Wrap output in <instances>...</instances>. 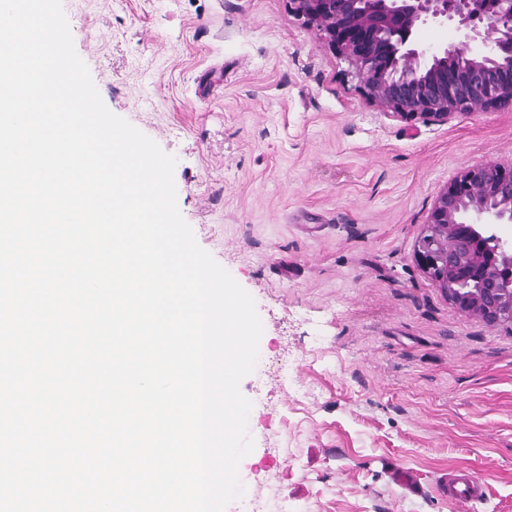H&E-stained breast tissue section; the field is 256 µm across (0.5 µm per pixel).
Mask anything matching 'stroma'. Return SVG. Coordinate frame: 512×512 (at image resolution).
<instances>
[{"mask_svg": "<svg viewBox=\"0 0 512 512\" xmlns=\"http://www.w3.org/2000/svg\"><path fill=\"white\" fill-rule=\"evenodd\" d=\"M106 107L176 158L198 245L253 297L254 448L226 512H512V329L452 308L418 243L512 109L407 123L288 0H62ZM483 487L484 484L471 473L461 470L455 475L452 484L445 483L442 486V491L456 500L460 511L468 512L473 507L474 502L482 499Z\"/></svg>", "mask_w": 512, "mask_h": 512, "instance_id": "1", "label": "stroma"}]
</instances>
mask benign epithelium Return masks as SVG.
Here are the masks:
<instances>
[{"mask_svg":"<svg viewBox=\"0 0 512 512\" xmlns=\"http://www.w3.org/2000/svg\"><path fill=\"white\" fill-rule=\"evenodd\" d=\"M331 52L348 61L361 95L405 122L512 108V0H289ZM429 23L455 41L416 40ZM512 224V159L461 171L435 197L419 258L448 304L491 328L512 329V253L488 233ZM456 32L450 25L430 23L423 26L417 33V40L423 47L435 48L454 41Z\"/></svg>","mask_w":512,"mask_h":512,"instance_id":"1","label":"benign epithelium"}]
</instances>
